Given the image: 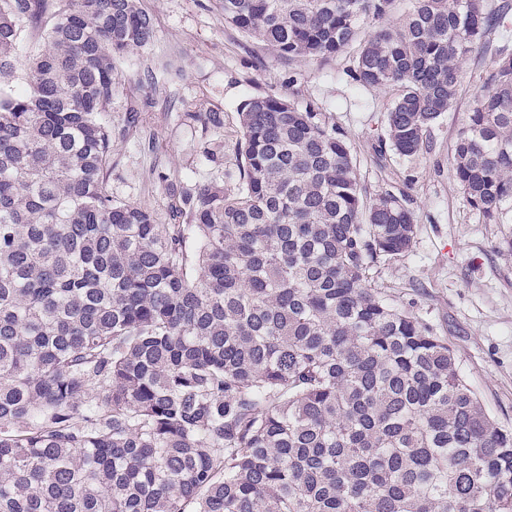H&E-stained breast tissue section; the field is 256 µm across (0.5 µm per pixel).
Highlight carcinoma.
I'll return each mask as SVG.
<instances>
[{"instance_id":"1","label":"carcinoma","mask_w":512,"mask_h":512,"mask_svg":"<svg viewBox=\"0 0 512 512\" xmlns=\"http://www.w3.org/2000/svg\"><path fill=\"white\" fill-rule=\"evenodd\" d=\"M222 7L280 57L358 44L349 77L395 90L403 156L512 16L411 0L363 37L398 0ZM153 36L138 0H0V512H512V431L373 286L416 216L367 198L322 113L243 99L236 191L197 185L173 224L112 198L114 59ZM452 171L485 223L512 215V37Z\"/></svg>"}]
</instances>
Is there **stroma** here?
Listing matches in <instances>:
<instances>
[{
  "label": "stroma",
  "mask_w": 512,
  "mask_h": 512,
  "mask_svg": "<svg viewBox=\"0 0 512 512\" xmlns=\"http://www.w3.org/2000/svg\"><path fill=\"white\" fill-rule=\"evenodd\" d=\"M140 4L153 19L154 38L116 59L105 115L113 198L147 207L168 223L174 192L211 181L235 189L241 100L275 93L323 113L345 134L367 197H402L417 219L410 250L379 267L377 287L447 339L484 409L512 431V224L485 223L449 164L497 35L463 62L460 95L428 129L427 150L406 157L386 139L394 91L353 82V52L322 62L288 60L225 24L219 0ZM212 112L219 125L204 123Z\"/></svg>",
  "instance_id": "35a3bbf8"
}]
</instances>
